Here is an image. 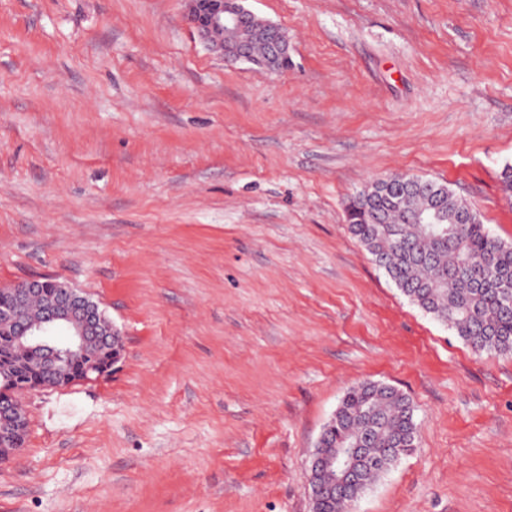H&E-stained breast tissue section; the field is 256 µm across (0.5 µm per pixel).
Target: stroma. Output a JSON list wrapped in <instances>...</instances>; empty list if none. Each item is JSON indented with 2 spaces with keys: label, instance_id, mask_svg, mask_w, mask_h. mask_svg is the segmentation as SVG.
Returning a JSON list of instances; mask_svg holds the SVG:
<instances>
[{
  "label": "stroma",
  "instance_id": "stroma-1",
  "mask_svg": "<svg viewBox=\"0 0 512 512\" xmlns=\"http://www.w3.org/2000/svg\"><path fill=\"white\" fill-rule=\"evenodd\" d=\"M286 71L228 64L187 0H0V288L58 278L123 337L24 396L0 512H313L309 456L387 383L418 445L355 512H512V356L475 353L348 230L447 183L512 243V0H246ZM257 38L264 40L270 47V61L266 65L269 72H278L277 60L281 57L288 56L290 51V42L284 29L277 23L267 21L264 26L256 30ZM267 44H259L253 47V54L256 61H262L269 53ZM99 341L106 354L105 364L93 369V375L100 377L112 369V366L121 358L123 351V340L120 332L112 326V331L99 338Z\"/></svg>",
  "mask_w": 512,
  "mask_h": 512
}]
</instances>
